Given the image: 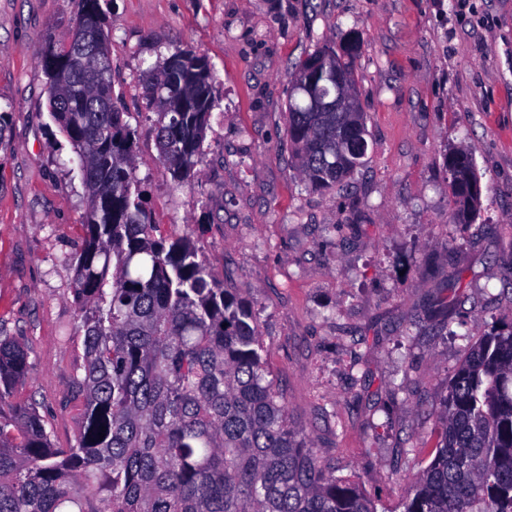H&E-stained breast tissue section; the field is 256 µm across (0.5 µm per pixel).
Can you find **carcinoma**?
I'll list each match as a JSON object with an SVG mask.
<instances>
[{"label":"carcinoma","mask_w":512,"mask_h":512,"mask_svg":"<svg viewBox=\"0 0 512 512\" xmlns=\"http://www.w3.org/2000/svg\"><path fill=\"white\" fill-rule=\"evenodd\" d=\"M360 41L323 46L345 70L289 88L287 138L306 184L329 191L364 164L365 112H314L311 95L352 88ZM48 106L81 161L83 234L69 256L80 314L81 407L66 448L22 395L32 369L19 336L0 332V512H377L290 426L270 379L258 322L240 289L217 279L192 231L158 234L137 176L135 130L112 90L100 0H76L67 37L38 45ZM157 161L192 186L217 105L207 57L169 51L143 79ZM449 223L470 224L481 186L472 158L445 154ZM104 437H99V432ZM431 461L408 478L401 512H512V325L493 327L448 379Z\"/></svg>","instance_id":"carcinoma-1"}]
</instances>
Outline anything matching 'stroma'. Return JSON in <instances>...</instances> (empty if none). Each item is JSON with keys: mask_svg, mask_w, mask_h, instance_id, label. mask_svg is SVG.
<instances>
[{"mask_svg": "<svg viewBox=\"0 0 512 512\" xmlns=\"http://www.w3.org/2000/svg\"><path fill=\"white\" fill-rule=\"evenodd\" d=\"M74 0H0V329L24 337L29 388L58 447L84 364L69 255L85 188L49 114L34 57L66 35ZM112 88L137 140L161 233L191 228L258 318L293 425L379 512L421 469L449 376L475 336L512 322V0H108ZM367 116L365 164L312 190L286 137L296 63L348 33ZM204 54L218 106L195 187L157 162L144 71L173 47ZM468 151L482 188L470 224L448 221L444 155ZM406 449L396 458L395 449Z\"/></svg>", "mask_w": 512, "mask_h": 512, "instance_id": "35a3bbf8", "label": "stroma"}]
</instances>
